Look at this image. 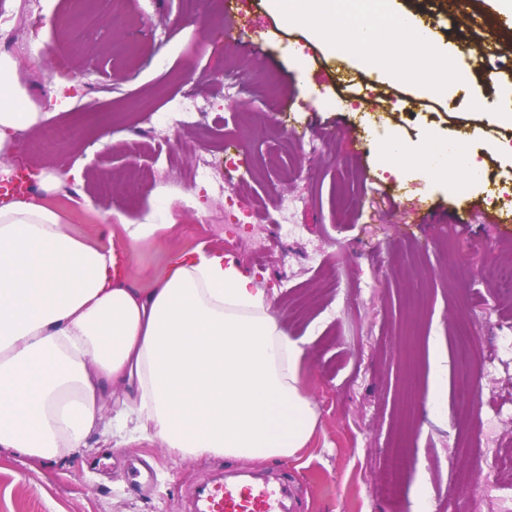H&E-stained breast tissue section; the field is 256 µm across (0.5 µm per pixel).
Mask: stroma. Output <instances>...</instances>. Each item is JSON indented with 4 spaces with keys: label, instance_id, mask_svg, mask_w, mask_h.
I'll return each instance as SVG.
<instances>
[{
    "label": "stroma",
    "instance_id": "35a3bbf8",
    "mask_svg": "<svg viewBox=\"0 0 512 512\" xmlns=\"http://www.w3.org/2000/svg\"><path fill=\"white\" fill-rule=\"evenodd\" d=\"M240 8L231 17L224 0H0V33L23 11L40 13L47 21L41 46L72 55L76 73L69 92L40 102L43 76L28 69L25 44L0 40L29 100L40 102L43 126L82 131L79 143L46 153L23 132L18 152L44 172H81L76 192L62 188L47 198L79 238L122 248L120 226L101 223L99 212L116 209L135 221L160 208L161 229L127 268L139 286L180 253L201 244L222 251L236 241L234 259L254 274L279 326L304 348L300 377L319 413L315 434L299 459L256 465L270 479L299 486L301 512H512V478L498 472L502 450L512 448V298L493 279L512 265V224L450 225V215L484 206L491 184L459 194L416 171L392 173L382 141L369 134L370 125L387 123L414 144L465 132L476 157L502 180L512 178V154L500 149L512 125L481 108L449 111L456 88L433 92L396 81L355 51L338 56L274 13L269 0H242ZM434 10L435 49L459 57L467 41L479 40L502 63L512 62V46L482 14L462 18L449 0ZM62 14L96 17L97 30L81 49L54 26ZM229 24L263 59H247L226 41ZM347 73L378 80L392 98L412 97L413 111L355 107L350 95L361 82L336 84ZM185 92L206 106L197 128L151 135L147 108L165 111ZM311 139L319 144L313 156ZM189 140L210 149L233 179L240 152L250 155L244 198L253 210L272 213L283 196L305 197L292 218L301 237L285 239L275 224L255 218L201 222L198 210L225 214L226 198L165 176L193 167ZM169 196L178 202L162 210ZM284 263L291 270L285 285ZM461 321L472 326L479 351V383L465 399L455 393L452 342ZM435 385L438 399L426 405ZM99 422L87 447L60 458L0 448V512H185L197 480L237 465L169 452L158 437L117 419L110 397ZM398 447L411 463L393 501L376 486Z\"/></svg>",
    "mask_w": 512,
    "mask_h": 512
}]
</instances>
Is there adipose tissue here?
I'll use <instances>...</instances> for the list:
<instances>
[{
	"label": "adipose tissue",
	"instance_id": "adipose-tissue-1",
	"mask_svg": "<svg viewBox=\"0 0 512 512\" xmlns=\"http://www.w3.org/2000/svg\"><path fill=\"white\" fill-rule=\"evenodd\" d=\"M272 10L353 48L393 74L378 49L397 43L411 81L436 91L454 83L463 62L432 50L422 24L393 13L387 32L360 0H270ZM0 54V153L43 114ZM430 136L385 146L391 171L430 178L462 174L456 161L435 166ZM157 211L120 224L126 247L77 238L61 211L35 199L0 206V447L32 458L83 448L100 401L122 393L140 430H153L183 457L247 461L294 458L318 425L304 394V350L271 315L254 277L219 251L197 247L175 257L153 285L134 286L119 266L159 229Z\"/></svg>",
	"mask_w": 512,
	"mask_h": 512
}]
</instances>
